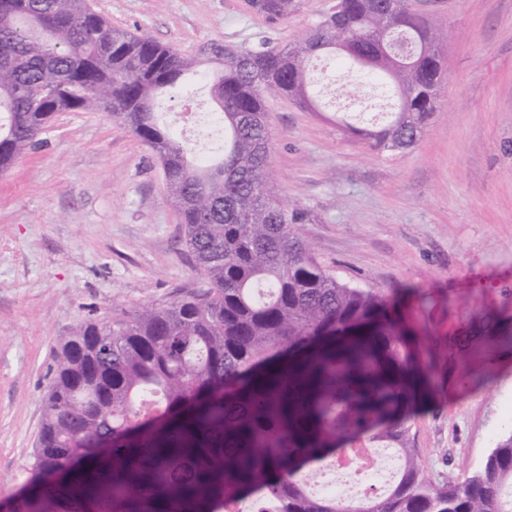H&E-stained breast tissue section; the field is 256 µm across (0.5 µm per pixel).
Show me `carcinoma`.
Returning <instances> with one entry per match:
<instances>
[{"label":"carcinoma","mask_w":512,"mask_h":512,"mask_svg":"<svg viewBox=\"0 0 512 512\" xmlns=\"http://www.w3.org/2000/svg\"><path fill=\"white\" fill-rule=\"evenodd\" d=\"M268 21L293 0H258ZM385 0H338L302 39L224 57L210 97L222 158L160 123L162 100L197 66L112 26L86 0H0V173L60 112L121 118L157 156L180 212L199 294L106 322L83 321L52 367L32 469L14 512H504L512 434L471 477L431 481L406 407L425 386L397 300L336 280L294 233L270 185L266 98L320 111L310 67L341 51L401 89L367 127L379 151L409 149L436 108L434 23ZM342 439L392 448L382 495L315 493Z\"/></svg>","instance_id":"cac0c4a2"}]
</instances>
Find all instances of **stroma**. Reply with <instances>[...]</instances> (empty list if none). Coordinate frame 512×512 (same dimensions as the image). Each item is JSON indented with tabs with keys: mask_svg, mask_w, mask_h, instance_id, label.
<instances>
[{
	"mask_svg": "<svg viewBox=\"0 0 512 512\" xmlns=\"http://www.w3.org/2000/svg\"><path fill=\"white\" fill-rule=\"evenodd\" d=\"M297 2L272 24L249 0H90L113 26L191 57L213 42H295L332 4ZM412 6L439 28L444 73L417 145L379 152L345 131L364 104L353 78L330 80L320 61V111L267 101L268 167L321 266L357 288L408 292L430 363L409 421L419 463L461 482L512 433V0ZM42 137L0 174V512L27 490L50 370L75 325L202 288L162 166L128 125L63 112Z\"/></svg>",
	"mask_w": 512,
	"mask_h": 512,
	"instance_id": "stroma-1",
	"label": "stroma"
}]
</instances>
